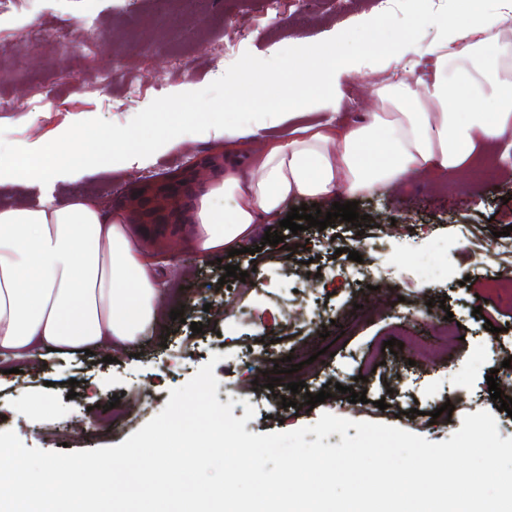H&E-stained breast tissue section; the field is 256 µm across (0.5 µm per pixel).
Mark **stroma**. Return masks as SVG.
<instances>
[{"label": "stroma", "mask_w": 512, "mask_h": 512, "mask_svg": "<svg viewBox=\"0 0 512 512\" xmlns=\"http://www.w3.org/2000/svg\"><path fill=\"white\" fill-rule=\"evenodd\" d=\"M399 25H385L372 41L362 17L384 19L380 0H210L192 13L185 0H9L0 7V154L40 142L57 148L62 127L90 122L103 133L148 134L152 122L179 132L183 112L221 111L244 123L291 93L288 83L243 86L238 65L248 59L279 68L296 45L346 31L347 53L388 49L405 35L415 0H393ZM224 144L186 139L177 150L132 166L89 175L83 189L103 205L127 206L140 197L134 222L152 257L171 280H188L184 321L152 333L138 356L104 363L94 355L47 356L10 370L0 360V431L29 448L84 451L123 443L160 412L173 388L183 386L212 354L217 399L233 403L246 432L269 434L314 424L323 412L355 421L393 425L432 442L448 440L466 414L494 411L501 438L512 437V417L495 412L486 378L512 356V305L489 279L512 269V174L483 183L470 199L460 178L415 176L395 189L359 196L365 232L335 223L289 235L287 242L249 241L247 253L202 260L184 224L170 223L162 196L185 199L189 187L210 177L209 162ZM361 239V261L345 250ZM234 264L246 280L226 277ZM300 306L286 318L284 304ZM450 308L457 324L446 356L413 359L411 351L373 354L383 337L408 331L435 344L420 328L426 311ZM203 326L193 333L191 323ZM492 330H485V323ZM308 352L317 368L291 374L302 393L268 389L276 360ZM365 393L305 408V393L327 382ZM386 409H379L378 400ZM451 403V416H435ZM417 416H410V409Z\"/></svg>", "instance_id": "stroma-1"}]
</instances>
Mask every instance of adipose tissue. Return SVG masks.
Wrapping results in <instances>:
<instances>
[{"label": "adipose tissue", "mask_w": 512, "mask_h": 512, "mask_svg": "<svg viewBox=\"0 0 512 512\" xmlns=\"http://www.w3.org/2000/svg\"><path fill=\"white\" fill-rule=\"evenodd\" d=\"M512 0H453L443 11L419 10L416 33L370 56L347 55L336 29L326 42L298 46L287 72L255 71L243 80H289L279 99L242 128L211 112L189 119L193 136L224 143V164L187 198L196 253L206 259L236 248L261 224L277 222L288 203L396 186L416 172L458 175L468 191L512 168ZM433 30L430 40L419 39ZM384 73L372 111L340 119L350 76ZM262 149L235 158L245 136ZM64 149L27 146L0 157V183L36 188L37 201L0 204V359L30 360L53 350L75 354L131 351L160 325L168 304L164 269L140 244L129 214L90 196L54 195L92 171L145 165L180 147L163 133L102 138L91 125L64 128Z\"/></svg>", "instance_id": "obj_1"}]
</instances>
